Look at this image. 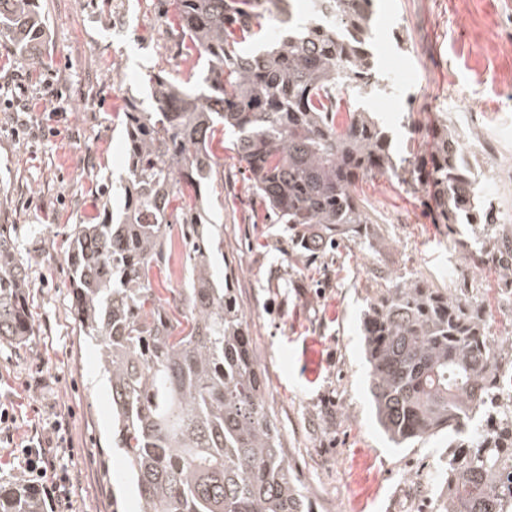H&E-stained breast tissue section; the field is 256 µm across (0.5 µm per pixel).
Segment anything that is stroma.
<instances>
[{
  "instance_id": "obj_1",
  "label": "stroma",
  "mask_w": 512,
  "mask_h": 512,
  "mask_svg": "<svg viewBox=\"0 0 512 512\" xmlns=\"http://www.w3.org/2000/svg\"><path fill=\"white\" fill-rule=\"evenodd\" d=\"M123 11L125 32L112 17ZM44 41L20 65L0 41V224L7 225L30 283L34 334L0 343V408L16 443L61 416L59 462L73 512H140L128 461L112 446L110 384L97 346L75 318L66 259L76 224L118 208L127 161L121 112L145 98L148 72L185 81L193 72L159 12L158 0H40ZM372 51L401 84L366 109L391 131L396 158L428 155L439 120L489 152L472 157L486 198L512 224V0H375ZM430 64L420 76L419 61ZM31 104L18 115L6 98ZM201 221L224 238L213 272L232 268L237 302L265 382L263 400L287 462L317 512H433L434 474L448 455L439 434L392 447L377 425L366 383L360 318L395 276H421L485 298L493 319L494 267L478 269L435 223L433 203L400 179L359 182L374 221L373 249L345 243L309 252L292 242L239 167L232 135L217 148Z\"/></svg>"
}]
</instances>
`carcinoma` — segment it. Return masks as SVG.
Segmentation results:
<instances>
[{
    "instance_id": "carcinoma-1",
    "label": "carcinoma",
    "mask_w": 512,
    "mask_h": 512,
    "mask_svg": "<svg viewBox=\"0 0 512 512\" xmlns=\"http://www.w3.org/2000/svg\"><path fill=\"white\" fill-rule=\"evenodd\" d=\"M195 80H144L150 105L123 112L127 170L122 211L76 225L67 256L75 315L109 374L112 443L127 458L141 512H313L267 412L246 316L211 271L215 239L198 230L217 158L230 132L256 192L307 251L352 242L374 248L372 219L355 193L364 178L400 177L392 141L358 101L380 86L371 50L374 0H161ZM43 37L38 0H0V40L19 61ZM346 112H341L342 104ZM461 133L443 120L433 150L412 163L434 221L469 224L458 245L512 283V227L491 209H466ZM183 237L190 286L153 287L154 270ZM24 266L0 224V342L34 333ZM491 313L464 289L395 277L363 310L361 332L376 422L401 448L448 434L436 512H512V338L487 343ZM0 512H45L30 487L0 485Z\"/></svg>"
}]
</instances>
